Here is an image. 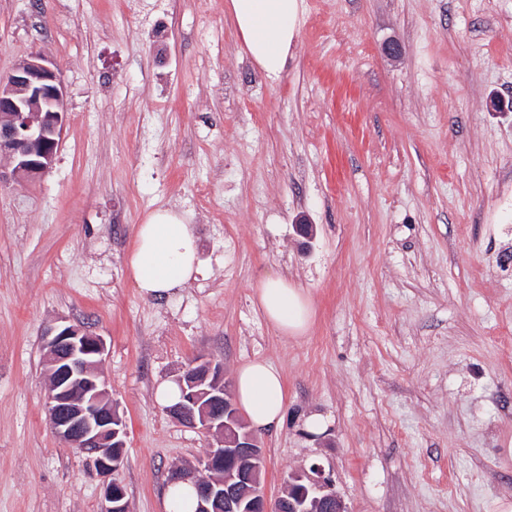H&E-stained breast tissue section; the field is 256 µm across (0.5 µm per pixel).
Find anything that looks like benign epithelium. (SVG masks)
Masks as SVG:
<instances>
[{"mask_svg": "<svg viewBox=\"0 0 512 512\" xmlns=\"http://www.w3.org/2000/svg\"><path fill=\"white\" fill-rule=\"evenodd\" d=\"M67 121L57 64L40 52L29 53L0 78V157L11 164L9 172L0 169V182L17 176L36 180L48 173ZM46 346L53 376L48 395L52 428L66 444L80 448L104 478L103 512H129L114 479L123 454L112 452L125 448L124 424L97 372L105 343L78 327L61 325L46 334ZM179 382L187 384L185 396L167 413L213 437L207 463L225 464L224 476L200 489L198 512H349L317 464L288 474L285 495L272 501L259 494L264 452L236 404L224 396L223 365L199 358Z\"/></svg>", "mask_w": 512, "mask_h": 512, "instance_id": "benign-epithelium-1", "label": "benign epithelium"}]
</instances>
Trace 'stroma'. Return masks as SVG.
<instances>
[{
	"label": "stroma",
	"instance_id": "35a3bbf8",
	"mask_svg": "<svg viewBox=\"0 0 512 512\" xmlns=\"http://www.w3.org/2000/svg\"><path fill=\"white\" fill-rule=\"evenodd\" d=\"M224 2L0 0V76L44 53L68 112L50 172L0 184V512L103 507L102 478L48 421L58 324L106 343L131 512H166L172 472L209 451L154 399L199 355L229 383L253 358L284 376V422L258 436L268 497L317 463L349 512H498L512 112L493 102L512 99V0H302L275 79ZM169 207L191 215L208 275L147 299L127 260ZM267 274L309 295L304 338L262 316Z\"/></svg>",
	"mask_w": 512,
	"mask_h": 512
}]
</instances>
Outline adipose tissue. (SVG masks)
Returning <instances> with one entry per match:
<instances>
[{
	"label": "adipose tissue",
	"mask_w": 512,
	"mask_h": 512,
	"mask_svg": "<svg viewBox=\"0 0 512 512\" xmlns=\"http://www.w3.org/2000/svg\"><path fill=\"white\" fill-rule=\"evenodd\" d=\"M300 8L301 0H226V12L243 49L267 77H278L287 64L299 37ZM129 269L140 294L151 299L170 296L187 283L206 278L188 215L170 208L149 212L136 229ZM254 293L263 317L278 332L299 338L308 331L313 310L301 289L268 275ZM234 398L256 431L280 427L286 388L281 371L272 363L254 359L241 365L235 373Z\"/></svg>",
	"instance_id": "adipose-tissue-1"
}]
</instances>
